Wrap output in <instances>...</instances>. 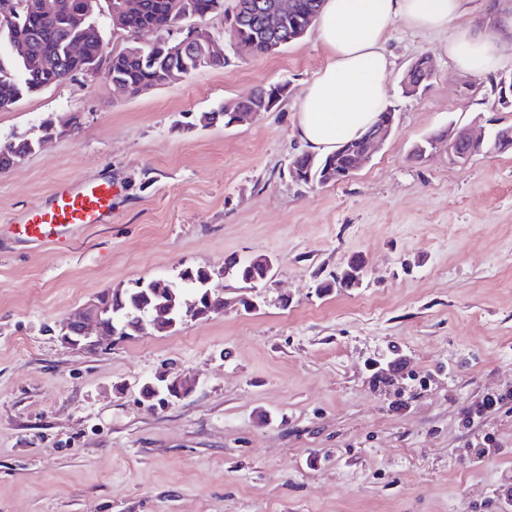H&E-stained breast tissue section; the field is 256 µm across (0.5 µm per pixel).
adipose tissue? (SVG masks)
<instances>
[{
    "label": "adipose tissue",
    "mask_w": 512,
    "mask_h": 512,
    "mask_svg": "<svg viewBox=\"0 0 512 512\" xmlns=\"http://www.w3.org/2000/svg\"><path fill=\"white\" fill-rule=\"evenodd\" d=\"M460 0H325L319 37L330 57L297 107L296 133L310 152L324 155L360 137L386 106L390 60L386 32L394 21L441 29ZM458 69L491 73L501 64L496 35L462 29L447 45Z\"/></svg>",
    "instance_id": "ef3b65f1"
}]
</instances>
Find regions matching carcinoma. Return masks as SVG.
<instances>
[{"mask_svg": "<svg viewBox=\"0 0 512 512\" xmlns=\"http://www.w3.org/2000/svg\"><path fill=\"white\" fill-rule=\"evenodd\" d=\"M74 0H13L24 19L22 29L0 21V47L12 45L17 34H22L33 55L52 57L56 61L49 69H34L21 57L6 56L0 52V107L11 105L52 85H57L76 73H99L100 52L106 44L104 32L94 15L78 24L69 21ZM224 12V0H141V10L127 22V33H139L144 29L170 32L182 26L200 25L211 15ZM234 35L250 41L258 54L270 52V42L290 35L288 27L278 31L266 27L257 14L242 15L233 26ZM75 40L84 41L85 53L81 65H75L68 56V47ZM225 58L211 51L209 42L202 41L180 54H174L170 45L160 39L152 44H132L124 50L112 53L107 70L102 76L113 86L119 85L136 94L164 84L171 70L189 75L202 67H222ZM285 84L259 87L241 97L233 109L267 112L269 105L279 99ZM230 108L223 106L217 111L202 112L198 124L207 127L218 123L229 124ZM79 116L58 118L48 115L38 125L37 137L16 138L0 145V171L16 164L24 156L40 148L45 142L64 136L77 128ZM294 166L312 176V183H332L329 167L348 168L352 161L339 152L325 156L302 153L293 158ZM272 259L265 255L240 259L229 256L224 260V277L235 282L237 289H252L271 277ZM213 271L198 267L185 268L178 279H153L149 287L135 285L115 288L103 294L90 307L105 323L116 326L122 336H133L141 331V324L148 323L156 331L168 334L187 319H204L224 310V297L209 288Z\"/></svg>", "mask_w": 512, "mask_h": 512, "instance_id": "carcinoma-1", "label": "carcinoma"}]
</instances>
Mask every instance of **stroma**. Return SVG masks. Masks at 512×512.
<instances>
[{"label":"stroma","mask_w":512,"mask_h":512,"mask_svg":"<svg viewBox=\"0 0 512 512\" xmlns=\"http://www.w3.org/2000/svg\"><path fill=\"white\" fill-rule=\"evenodd\" d=\"M490 5L464 0L445 30L390 27L393 134L337 184L287 173L304 151L298 103L328 56L314 28L258 55L217 15L205 26L225 66L134 97L79 74L0 108L1 143L49 114L80 117L0 171V512H501L512 404L471 424L466 413L512 395V151L458 163L442 142L410 156L452 124L512 125L496 88L512 74V41L493 74L460 70L445 50L454 29L480 33ZM421 54L432 84L403 96ZM277 82L288 94L272 110L196 125ZM74 180L118 187L110 221L58 245L5 231ZM231 255L275 263L257 309L96 348L61 342L62 323L138 279L205 267L232 297ZM355 257L360 287L317 294ZM392 348L401 370L369 369ZM162 371L194 374L195 392L149 405L141 390Z\"/></svg>","instance_id":"obj_1"}]
</instances>
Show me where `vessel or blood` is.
Here are the masks:
<instances>
[{
  "label": "vessel or blood",
  "mask_w": 512,
  "mask_h": 512,
  "mask_svg": "<svg viewBox=\"0 0 512 512\" xmlns=\"http://www.w3.org/2000/svg\"><path fill=\"white\" fill-rule=\"evenodd\" d=\"M111 214V183H66L56 187L47 208L18 225L17 233L27 241L55 243L67 229L103 223Z\"/></svg>",
  "instance_id": "1"
}]
</instances>
